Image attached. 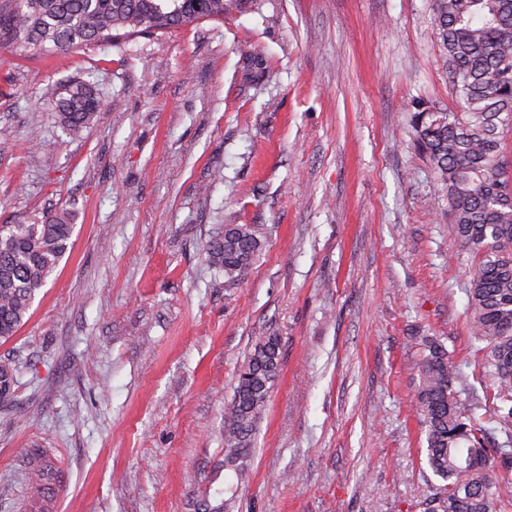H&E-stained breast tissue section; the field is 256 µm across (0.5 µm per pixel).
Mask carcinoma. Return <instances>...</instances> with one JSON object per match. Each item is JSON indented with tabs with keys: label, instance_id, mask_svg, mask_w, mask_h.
<instances>
[{
	"label": "carcinoma",
	"instance_id": "cac0c4a2",
	"mask_svg": "<svg viewBox=\"0 0 512 512\" xmlns=\"http://www.w3.org/2000/svg\"><path fill=\"white\" fill-rule=\"evenodd\" d=\"M249 0H0V48L33 57L83 45H111L137 34L222 21ZM434 34L459 111L417 113L418 148L448 190L452 231L476 260L470 287V335L484 344L483 368L497 389L506 440L491 442L467 405L459 366L445 344L418 345L415 412L426 433L432 473L451 482L431 512H500L497 478L512 474V185L501 146L512 127V0H433ZM52 106L75 135L101 101L81 81L57 86ZM69 214L43 224H0V340L23 325L38 293L68 250ZM261 249L250 224H227L209 248L229 283L247 274ZM280 342L259 337L241 364L224 416V502L232 512L252 436L279 375ZM13 367L0 365V401L10 397ZM471 470L469 477L462 471Z\"/></svg>",
	"mask_w": 512,
	"mask_h": 512
}]
</instances>
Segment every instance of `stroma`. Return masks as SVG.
<instances>
[{
  "instance_id": "stroma-1",
  "label": "stroma",
  "mask_w": 512,
  "mask_h": 512,
  "mask_svg": "<svg viewBox=\"0 0 512 512\" xmlns=\"http://www.w3.org/2000/svg\"><path fill=\"white\" fill-rule=\"evenodd\" d=\"M63 79L103 102L76 136L50 106ZM427 106L457 108L432 0H253L116 45L0 49V224L74 226L0 341V512L217 505L224 411L269 335L280 372L234 512H428L445 484L412 410L416 337L445 342L476 423L504 433L468 329L474 260L416 142ZM228 224L262 243L231 286L208 253Z\"/></svg>"
}]
</instances>
